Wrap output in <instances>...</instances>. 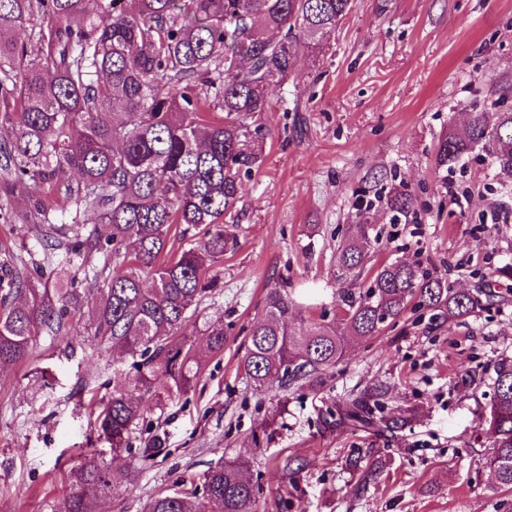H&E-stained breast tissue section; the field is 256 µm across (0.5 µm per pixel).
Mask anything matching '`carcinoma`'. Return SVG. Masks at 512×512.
<instances>
[{
    "instance_id": "carcinoma-1",
    "label": "carcinoma",
    "mask_w": 512,
    "mask_h": 512,
    "mask_svg": "<svg viewBox=\"0 0 512 512\" xmlns=\"http://www.w3.org/2000/svg\"><path fill=\"white\" fill-rule=\"evenodd\" d=\"M0 0V221L16 216L12 199L26 202L23 222L66 234L70 218L76 255L101 254L88 291L97 294L94 339L133 359L112 386L94 430L112 452L129 446L141 417L136 393H154L163 409L196 384L207 358L224 351V320L206 328V348L181 334L211 287L207 274L224 256V215L240 199L243 179L259 165L264 137L248 121L270 111L273 88L287 80L298 55L319 49L351 12L354 0ZM43 25L25 41L14 34L32 18ZM224 115H215L216 111ZM479 149L498 175L512 180V109L474 112L467 126L439 142L445 167ZM395 217H408L406 190L389 197ZM97 214L107 238L78 222ZM204 231L206 240L166 254L173 232ZM357 236L340 245L339 269L369 286L339 294L336 324L312 321L296 332L298 308L272 288L264 317L249 331L242 367L257 388L276 380L289 389L320 386L349 353L346 336L369 338L396 322L410 302L446 321L466 317L493 293L454 288L448 279L407 262L367 265L373 225L361 215ZM0 288V365L25 360L40 338L68 333L72 293L39 288L28 269L7 262ZM151 279L146 287L143 277ZM161 378L165 392L155 391ZM367 393L337 407L339 422L395 432L396 420L376 415ZM485 467L512 490V363L495 370ZM247 462L211 466L202 491L168 489L145 512H255L256 488ZM139 467L114 470L97 453L84 455L69 475V494L57 512H99L100 500L133 484Z\"/></svg>"
}]
</instances>
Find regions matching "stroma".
<instances>
[{
	"instance_id": "35a3bbf8",
	"label": "stroma",
	"mask_w": 512,
	"mask_h": 512,
	"mask_svg": "<svg viewBox=\"0 0 512 512\" xmlns=\"http://www.w3.org/2000/svg\"><path fill=\"white\" fill-rule=\"evenodd\" d=\"M510 77L512 0H355L260 116L263 162L224 219L232 244L187 328L201 345L208 322L223 318V353L167 408L143 396L144 416L117 456L93 438L92 412L131 359L113 362L94 339L96 297L71 253L45 248L37 225L0 223V262L22 258L46 278L68 270L77 288L68 336L43 338L0 368V512H55L84 451L119 468L156 440L160 451L101 512H142L157 492L200 485L209 466L236 459L249 463L257 512H501L479 416L496 365L512 361V295L451 323L409 307L378 336L351 338L348 360L320 388L255 389L240 360L268 289L302 306L290 321L301 330L310 318L334 320L338 292L367 286L368 276L355 282L337 266L365 212L378 229L372 262L406 261L470 289L494 277L512 285L499 275L512 265V182L481 151L436 164L441 137L469 113L512 108L495 91ZM396 187L415 197L401 221L387 204ZM375 386L403 428L336 426L337 402ZM359 448L382 461L363 490L351 467Z\"/></svg>"
}]
</instances>
